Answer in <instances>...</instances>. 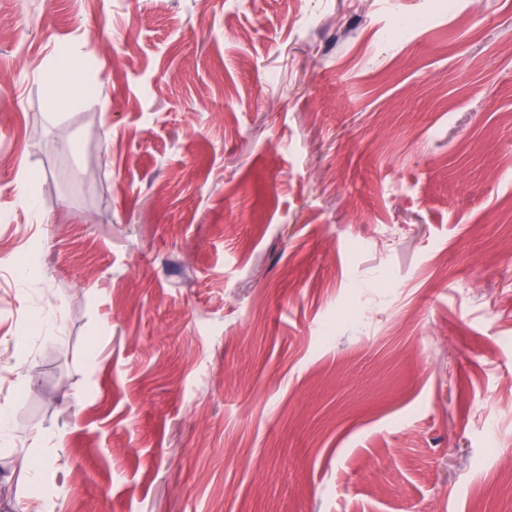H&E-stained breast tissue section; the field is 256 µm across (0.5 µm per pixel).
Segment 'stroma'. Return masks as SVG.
I'll list each match as a JSON object with an SVG mask.
<instances>
[{
    "mask_svg": "<svg viewBox=\"0 0 512 512\" xmlns=\"http://www.w3.org/2000/svg\"><path fill=\"white\" fill-rule=\"evenodd\" d=\"M510 265L512 0H0V512H512Z\"/></svg>",
    "mask_w": 512,
    "mask_h": 512,
    "instance_id": "stroma-1",
    "label": "stroma"
}]
</instances>
